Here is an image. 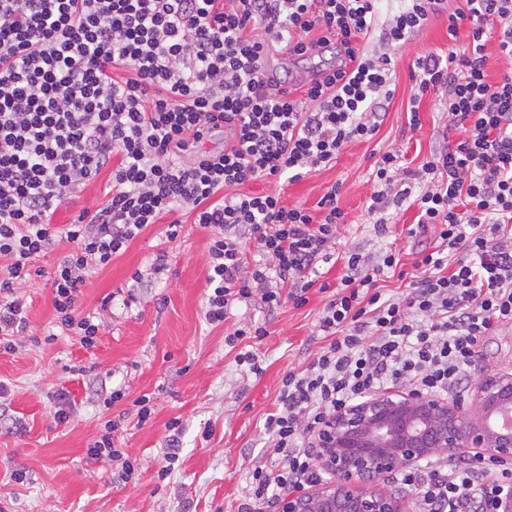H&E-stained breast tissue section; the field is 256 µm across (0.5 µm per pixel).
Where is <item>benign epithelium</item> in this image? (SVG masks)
I'll return each mask as SVG.
<instances>
[{
    "label": "benign epithelium",
    "mask_w": 512,
    "mask_h": 512,
    "mask_svg": "<svg viewBox=\"0 0 512 512\" xmlns=\"http://www.w3.org/2000/svg\"><path fill=\"white\" fill-rule=\"evenodd\" d=\"M478 418L432 395L376 393L336 413L316 440L328 479L283 497L277 512H407L405 498L377 487L383 477L448 451L512 461V374L485 377Z\"/></svg>",
    "instance_id": "obj_1"
}]
</instances>
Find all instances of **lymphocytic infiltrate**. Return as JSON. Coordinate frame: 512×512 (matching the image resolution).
<instances>
[{
  "label": "lymphocytic infiltrate",
  "instance_id": "1",
  "mask_svg": "<svg viewBox=\"0 0 512 512\" xmlns=\"http://www.w3.org/2000/svg\"><path fill=\"white\" fill-rule=\"evenodd\" d=\"M377 0H0V349L28 326L16 287L31 262L60 242L72 248L51 277L55 318L96 346L100 325L79 315L90 269L111 264L174 208L209 228L205 317L261 296L269 308L301 307L318 263L341 259L340 283L317 320L323 343L304 370L286 372L265 421L274 467L254 469L237 512L317 484L312 441L355 401L394 387L447 399L468 384L485 336L512 325V71L490 81L485 54L497 40L512 58V0H398L379 23ZM467 47L413 62L415 95L442 93L444 144L398 180L401 156L375 163L367 212L386 232L389 206L413 199L432 247L416 252L409 292L384 298L393 252L337 255L345 215L331 186L318 214L247 194L258 180L296 181L372 139L392 92L390 50L431 16ZM382 27L383 53L362 43ZM301 59L332 50L333 66L300 91L267 73L270 44ZM223 137L222 147L206 142ZM110 189L96 209L57 226L48 216L100 173ZM260 260L248 264L246 244ZM415 512H500L512 497V462L463 455L403 470Z\"/></svg>",
  "mask_w": 512,
  "mask_h": 512
}]
</instances>
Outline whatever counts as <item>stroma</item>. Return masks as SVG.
Segmentation results:
<instances>
[{"label": "stroma", "mask_w": 512, "mask_h": 512, "mask_svg": "<svg viewBox=\"0 0 512 512\" xmlns=\"http://www.w3.org/2000/svg\"><path fill=\"white\" fill-rule=\"evenodd\" d=\"M458 6V0H448L446 13L431 17L415 40L392 52L393 98L373 139L349 143L331 164L301 180H258L245 185V192L276 193L284 205L301 204L313 212L327 188L340 184L346 222L339 250L391 251L411 266L415 252L433 243L429 232L408 236L416 209L402 212L381 235L367 214L366 199L382 153L399 150L414 169L442 142L448 117L436 95L422 98L421 126L409 128L415 86L411 66L417 53H447L448 13ZM334 60L330 53L302 60L277 45L269 67L295 88ZM174 219L182 226L170 239L166 229ZM210 236V229L180 210L151 226L109 266L92 272L78 310L99 314L102 334L88 350L54 318L50 277L67 243L35 257L36 277L17 288L28 331L14 337L13 352L0 351V507L6 512H235L248 494L255 466H271L265 420L275 410L283 375L305 367L322 343L314 325L324 297L313 290L305 306L286 303L272 312L257 299L233 307L225 324L210 325L205 318ZM161 250L169 255L167 269L152 276L150 287L129 295L132 274L148 272ZM107 296L112 302L104 310L100 302ZM250 323L265 324L269 331L250 346L263 368L257 377L245 374L235 350L224 344L225 334ZM508 369L512 327L485 338L471 378L477 382ZM103 387L123 390L126 397L105 409L98 394ZM61 390L68 392L71 408L67 423L60 425L54 411ZM144 393L152 394L155 412L142 424L132 402ZM173 418L182 428L179 460L161 481L157 472L167 451L165 425ZM107 419L118 426L117 446L137 464L130 481L118 480L120 462L86 455ZM16 471L23 472V482L13 480Z\"/></svg>", "instance_id": "stroma-1"}]
</instances>
